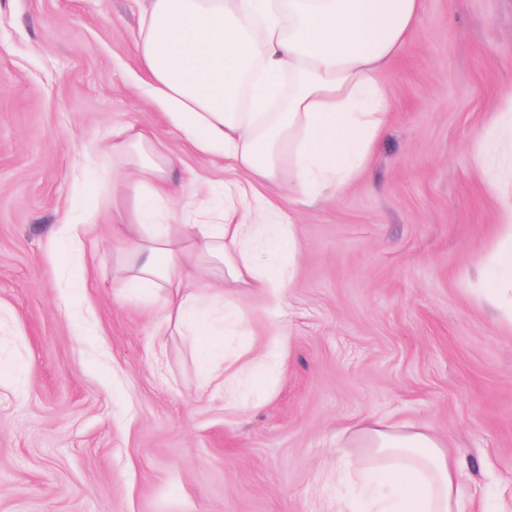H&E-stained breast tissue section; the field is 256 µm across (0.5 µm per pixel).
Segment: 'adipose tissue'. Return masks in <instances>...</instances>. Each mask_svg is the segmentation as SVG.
<instances>
[{
    "instance_id": "ef3b65f1",
    "label": "adipose tissue",
    "mask_w": 512,
    "mask_h": 512,
    "mask_svg": "<svg viewBox=\"0 0 512 512\" xmlns=\"http://www.w3.org/2000/svg\"><path fill=\"white\" fill-rule=\"evenodd\" d=\"M424 0H148L135 56L142 94L211 163L240 173L243 184L212 216L187 212L179 225L146 220L150 202L170 203L188 190L175 159L150 126L113 129L112 177L126 190L124 224L131 252L123 287L165 293L160 326L177 324L223 358L224 395L236 399L246 380L275 372L274 349L228 357L203 310L231 308L211 291L204 269L280 302L295 278L292 264L256 265L263 244L294 245V224L276 225L265 241L260 220L268 200L247 203L258 187L276 184L303 205L341 193L366 166L385 129L390 103L379 73L405 45ZM490 301L512 302V206L484 275ZM351 437L350 463L362 475L358 502L336 512H458L461 464L435 436L397 423L368 421Z\"/></svg>"
}]
</instances>
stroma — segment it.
Returning a JSON list of instances; mask_svg holds the SVG:
<instances>
[{
    "mask_svg": "<svg viewBox=\"0 0 512 512\" xmlns=\"http://www.w3.org/2000/svg\"><path fill=\"white\" fill-rule=\"evenodd\" d=\"M146 0H0V512H336L358 493L347 430L446 441L463 512H512V321L479 291L512 203V0H425L382 71L390 114L361 175L296 216L283 302L225 282L228 354L279 344L237 405L163 294L126 293L112 236L113 128L151 125L192 202L242 177L196 156L136 86ZM96 213L84 250L52 235ZM276 256L258 251L260 263Z\"/></svg>",
    "mask_w": 512,
    "mask_h": 512,
    "instance_id": "stroma-1",
    "label": "stroma"
}]
</instances>
